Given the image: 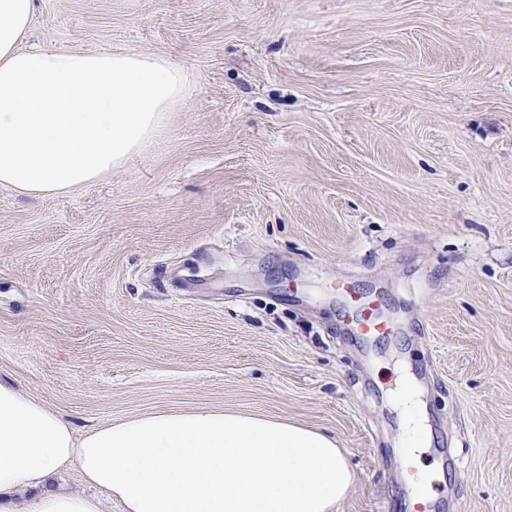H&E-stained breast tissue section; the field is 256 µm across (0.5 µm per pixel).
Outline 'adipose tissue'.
I'll return each instance as SVG.
<instances>
[{
    "label": "adipose tissue",
    "instance_id": "ef3b65f1",
    "mask_svg": "<svg viewBox=\"0 0 512 512\" xmlns=\"http://www.w3.org/2000/svg\"><path fill=\"white\" fill-rule=\"evenodd\" d=\"M35 0H0V186L58 194L141 151L186 88L185 71L140 52L25 49ZM77 468L96 495L49 489ZM354 483L336 441L288 421L157 410L77 433L0 383V494L24 512H334Z\"/></svg>",
    "mask_w": 512,
    "mask_h": 512
}]
</instances>
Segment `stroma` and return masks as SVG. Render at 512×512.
I'll use <instances>...</instances> for the list:
<instances>
[{
  "mask_svg": "<svg viewBox=\"0 0 512 512\" xmlns=\"http://www.w3.org/2000/svg\"><path fill=\"white\" fill-rule=\"evenodd\" d=\"M25 46L189 77L143 152L0 188V381L86 431L164 407L328 434L335 512L402 495L397 384L512 512V0H37ZM346 286L392 340L345 330Z\"/></svg>",
  "mask_w": 512,
  "mask_h": 512,
  "instance_id": "obj_1",
  "label": "stroma"
}]
</instances>
